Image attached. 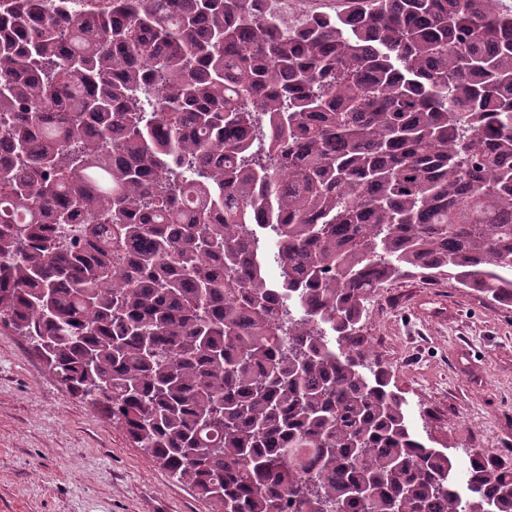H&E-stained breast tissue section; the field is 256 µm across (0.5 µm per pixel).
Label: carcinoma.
<instances>
[{"instance_id": "obj_1", "label": "carcinoma", "mask_w": 512, "mask_h": 512, "mask_svg": "<svg viewBox=\"0 0 512 512\" xmlns=\"http://www.w3.org/2000/svg\"><path fill=\"white\" fill-rule=\"evenodd\" d=\"M495 2L0 0V325L213 512H512L360 326L413 272L512 307ZM345 8L346 0H300L295 2L294 10L282 20L288 24V27H292L295 21H297V26L315 13L334 16L341 13Z\"/></svg>"}]
</instances>
